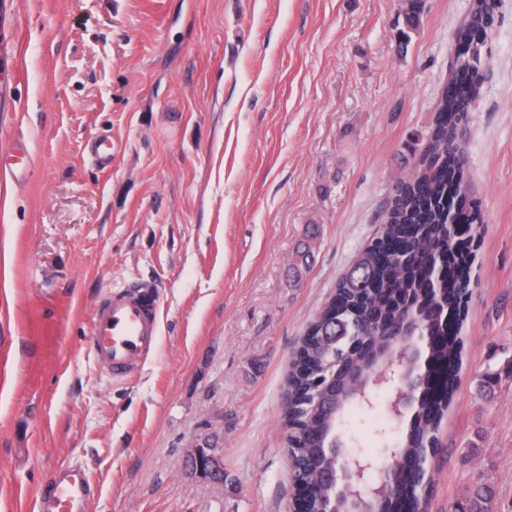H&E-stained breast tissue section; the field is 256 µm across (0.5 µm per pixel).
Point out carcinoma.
<instances>
[{"instance_id": "carcinoma-1", "label": "carcinoma", "mask_w": 512, "mask_h": 512, "mask_svg": "<svg viewBox=\"0 0 512 512\" xmlns=\"http://www.w3.org/2000/svg\"><path fill=\"white\" fill-rule=\"evenodd\" d=\"M404 2L406 29L399 38L406 41L420 25L423 0ZM497 8V0H472L466 22L453 35L455 62L434 122L421 141L412 142L421 152L420 169L395 183L379 235L341 278L297 348L298 361L286 378L283 425L290 421L297 425L287 432L286 443L298 483L313 480L314 468L327 461L317 433L323 430L331 437L357 403L349 398L354 387L347 376L360 360L346 353L348 337H362L377 354L390 352L388 336L402 328L411 314L423 310L436 290L448 298V316L457 322L465 316L470 266L460 258V243L448 227V216L457 212L466 224L482 223L479 206L462 192L467 174L458 150V124L480 96L484 47ZM421 356L420 370L431 371L440 364L448 370V381L439 394L419 386L409 425L393 441L396 454L391 464L404 473L396 488L398 496L414 503L419 512H428L423 482L416 473L436 442L441 418L456 391L460 340L450 336L446 343L424 348ZM504 376L512 379V358L502 368L485 373L478 391L486 396L494 393ZM199 466L203 477L224 481V469L209 463L204 452ZM459 512H496L495 489L483 474H478Z\"/></svg>"}]
</instances>
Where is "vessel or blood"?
Returning a JSON list of instances; mask_svg holds the SVG:
<instances>
[{"label":"vessel or blood","mask_w":512,"mask_h":512,"mask_svg":"<svg viewBox=\"0 0 512 512\" xmlns=\"http://www.w3.org/2000/svg\"><path fill=\"white\" fill-rule=\"evenodd\" d=\"M160 309L149 286L117 287L93 309L89 352L107 375L122 381L139 371L157 348ZM95 485L80 467L66 464L54 473L46 491L37 493L36 512H88Z\"/></svg>","instance_id":"b4317fda"}]
</instances>
